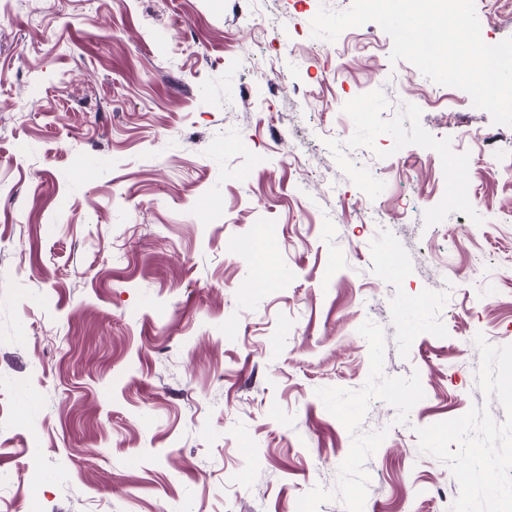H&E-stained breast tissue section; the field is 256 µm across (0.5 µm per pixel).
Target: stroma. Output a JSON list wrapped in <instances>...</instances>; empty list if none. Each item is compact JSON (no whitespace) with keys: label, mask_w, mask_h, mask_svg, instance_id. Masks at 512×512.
<instances>
[{"label":"stroma","mask_w":512,"mask_h":512,"mask_svg":"<svg viewBox=\"0 0 512 512\" xmlns=\"http://www.w3.org/2000/svg\"><path fill=\"white\" fill-rule=\"evenodd\" d=\"M352 2L0 0V512H512V127ZM485 140L489 146L488 155L493 158H507L508 167L512 163V137L501 132H489L485 135Z\"/></svg>","instance_id":"35a3bbf8"}]
</instances>
